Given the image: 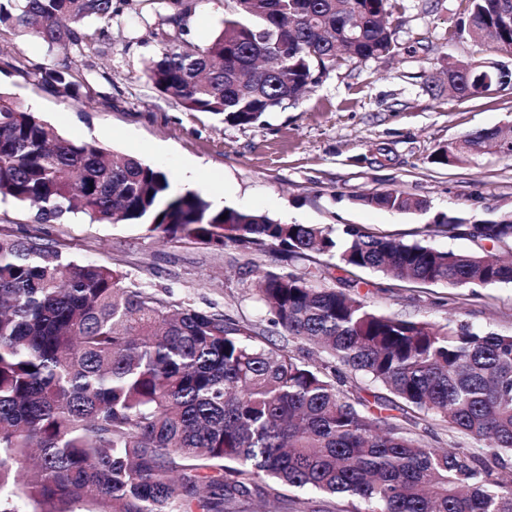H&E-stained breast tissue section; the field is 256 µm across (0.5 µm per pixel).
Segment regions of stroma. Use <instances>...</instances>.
<instances>
[{
	"label": "stroma",
	"instance_id": "obj_1",
	"mask_svg": "<svg viewBox=\"0 0 512 512\" xmlns=\"http://www.w3.org/2000/svg\"><path fill=\"white\" fill-rule=\"evenodd\" d=\"M391 55L347 59L317 76L299 101L252 125L189 112L160 96L144 69L163 48L167 25L149 0H133L87 48L49 51L37 37L0 27V91L37 112L73 142H95L161 169L176 193L193 191L214 207L233 206L288 224H354L438 249L506 256L512 244L456 238L439 215L478 225L512 212V157L488 150L470 162L434 164L439 148L483 129H512V86L463 99L438 74L447 62L512 56L456 35L461 0H390ZM230 0H195L186 38L208 40ZM67 61L81 100L44 83L35 67ZM396 189L426 200L424 212L360 205L359 196ZM44 238L77 264L99 262L166 300L219 311L256 326L263 345L286 340L251 290L234 245L147 236L137 224L69 215L36 224L31 210L0 200V234ZM358 293L377 311L403 319L466 324L512 335V284L494 288L415 285L362 270Z\"/></svg>",
	"mask_w": 512,
	"mask_h": 512
}]
</instances>
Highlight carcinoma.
<instances>
[{"mask_svg": "<svg viewBox=\"0 0 512 512\" xmlns=\"http://www.w3.org/2000/svg\"><path fill=\"white\" fill-rule=\"evenodd\" d=\"M171 31L145 77L189 112L247 125L295 101L346 58L392 50L388 0H232L222 28L199 45L182 38L194 0H153ZM470 37L512 53V0H462ZM129 0H0V25L50 48L79 47ZM447 67L450 90L476 96L475 75L512 84V68ZM41 78L76 94L69 67ZM485 148L512 156L501 130L464 135L433 157L459 165ZM0 198L34 221L69 214L140 224L148 235L193 239L247 254L275 252L254 295L270 322L322 349L310 361L255 342L256 327L176 305L107 264H76L37 236H0V512H247L276 487L351 500L350 512H512L497 468L512 456V335L386 315L288 270L310 254L413 284H512V261L439 250L361 227L285 224L192 191L175 194L159 168L92 142L63 138L0 92ZM398 212L427 202L397 190L358 198ZM455 237L512 242V213ZM384 386L385 403L358 378ZM440 417L469 446L435 447L417 415Z\"/></svg>", "mask_w": 512, "mask_h": 512, "instance_id": "carcinoma-1", "label": "carcinoma"}]
</instances>
